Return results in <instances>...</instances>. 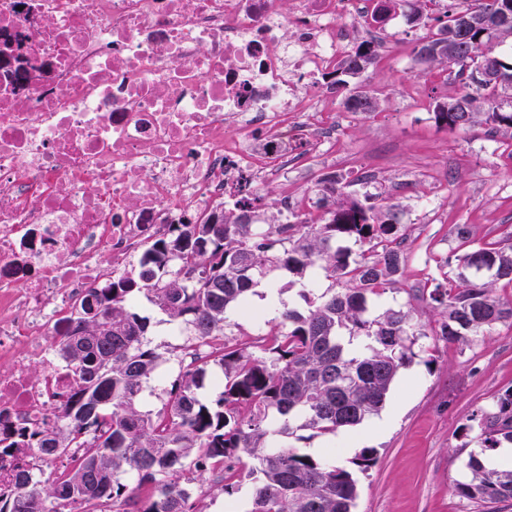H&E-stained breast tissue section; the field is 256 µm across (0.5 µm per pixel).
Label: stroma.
Wrapping results in <instances>:
<instances>
[{
    "mask_svg": "<svg viewBox=\"0 0 512 512\" xmlns=\"http://www.w3.org/2000/svg\"><path fill=\"white\" fill-rule=\"evenodd\" d=\"M427 34V28L406 23L385 26L377 63L353 79L378 99V111L363 115L334 102L322 123L335 129V142L307 153L295 171L268 188L272 198L307 210L317 200L318 179L334 174L350 182L356 198L379 194L399 204L407 259L396 289L387 291L379 306L413 310L434 328L441 321L439 310L411 291L455 279V257L461 252L455 225H468L477 245L499 242L512 232V135L483 126L464 133L436 125L435 99L456 95L459 86L447 73L414 63L413 49ZM273 278L282 288L279 302L270 303L264 289H256L248 305L263 312V322L233 311L228 342L253 347L278 324L284 307H302L288 273ZM139 312L149 317L151 345L163 358V380L144 404L155 414L164 407L167 384L179 374L187 338L172 332L166 316L150 304ZM415 350L416 359L400 369L378 414L332 441L315 437L300 446L315 456L331 455L344 467L361 449H375V464L356 474L355 512H481L478 504L454 495L451 486L468 479L463 463L478 446L476 433H462V425L474 411L493 410L498 393L512 388V323L496 324L489 335L462 343L431 336ZM250 464V458L242 459V477L230 495L212 477L191 482V490L204 496L205 512H226L231 502L239 512H249Z\"/></svg>",
    "mask_w": 512,
    "mask_h": 512,
    "instance_id": "35a3bbf8",
    "label": "stroma"
}]
</instances>
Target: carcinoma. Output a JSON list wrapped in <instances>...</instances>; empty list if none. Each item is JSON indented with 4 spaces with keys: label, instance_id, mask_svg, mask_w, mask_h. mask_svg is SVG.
<instances>
[{
    "label": "carcinoma",
    "instance_id": "cac0c4a2",
    "mask_svg": "<svg viewBox=\"0 0 512 512\" xmlns=\"http://www.w3.org/2000/svg\"><path fill=\"white\" fill-rule=\"evenodd\" d=\"M471 13L512 17V0H471L465 10L448 9L435 30L414 49V61L441 69L461 85L456 96L435 101L437 124L467 132L478 125L512 130V20L495 29L481 25L457 34V17ZM377 46L363 42L325 79L340 92L346 78L375 64ZM500 81L488 78L496 67ZM350 112L370 114L379 102L368 91H351ZM348 184L321 179L322 198L332 206L317 216L291 212L288 200L265 204L266 195L247 188L234 207L183 218L149 243L131 268L91 288L96 309L80 304L76 322L83 335H68L58 348L73 378L58 422L35 432L0 434V454L37 448L66 460L64 470L42 482L20 472L17 487L0 491V512H62L66 505L112 512H198L182 487L186 473L203 478L224 474L225 492L240 474L228 461L246 454L255 483L250 512H353L357 480L346 467L289 444L298 430L334 436L377 414L399 370L416 356L425 326L403 309L370 317L369 299L396 283L405 262L399 206L363 203ZM373 244L357 253L345 242ZM460 272L448 287L433 286L428 298L443 321L434 335L448 343L485 336L512 321V301L494 294L495 282L512 284V244L476 246L457 258ZM317 268L339 288L315 296L309 270ZM192 272L185 280L180 270ZM294 275L307 304L286 309L282 321L262 338L263 355L218 342L227 313L247 303L253 288L271 272ZM145 298L170 320L190 329L197 347L192 362L166 390L164 413L139 409L143 384L155 376L161 356L147 340L148 318L135 306ZM220 364V392L212 405L201 402L210 362ZM478 430L480 450L468 455L470 478L454 493L480 505L512 500V468L490 469L484 453L512 442V389L498 394L495 408L471 414L464 430ZM81 448L71 459L69 449ZM129 473L136 486L118 474ZM149 487L147 492L142 488Z\"/></svg>",
    "mask_w": 512,
    "mask_h": 512
}]
</instances>
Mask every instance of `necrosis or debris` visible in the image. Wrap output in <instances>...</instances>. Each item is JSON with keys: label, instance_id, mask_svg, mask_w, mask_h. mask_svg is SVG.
Listing matches in <instances>:
<instances>
[{"label": "necrosis or debris", "instance_id": "4bbe7bcc", "mask_svg": "<svg viewBox=\"0 0 512 512\" xmlns=\"http://www.w3.org/2000/svg\"><path fill=\"white\" fill-rule=\"evenodd\" d=\"M291 2L0 0V52L27 58L0 68V426L54 422L71 383L54 344L89 288L329 138L322 79L374 0Z\"/></svg>", "mask_w": 512, "mask_h": 512}]
</instances>
